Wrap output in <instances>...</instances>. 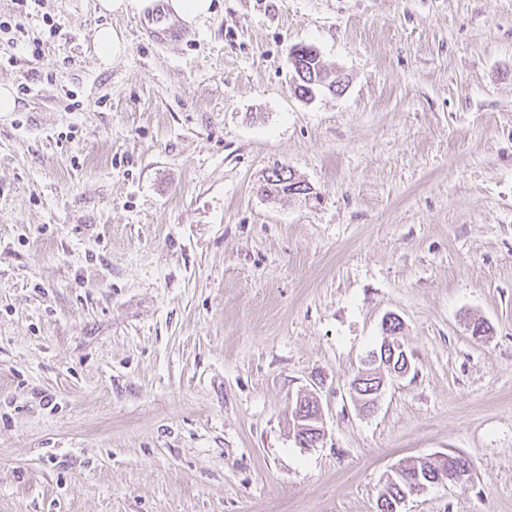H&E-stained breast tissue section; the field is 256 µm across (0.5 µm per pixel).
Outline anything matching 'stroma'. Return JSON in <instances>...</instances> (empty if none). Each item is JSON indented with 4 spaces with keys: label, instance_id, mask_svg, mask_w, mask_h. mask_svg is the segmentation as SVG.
I'll return each instance as SVG.
<instances>
[{
    "label": "stroma",
    "instance_id": "obj_1",
    "mask_svg": "<svg viewBox=\"0 0 512 512\" xmlns=\"http://www.w3.org/2000/svg\"><path fill=\"white\" fill-rule=\"evenodd\" d=\"M96 2L0 0V512H378L448 453L403 512H512V0H217L176 46ZM301 45L343 92L295 94ZM94 44L99 63L110 66L113 61L126 54L128 42L121 31L111 26H101L94 35ZM398 351H404V348L398 339V336L394 337L392 342L385 341L382 344V356L378 352H374L369 358L368 363L366 364V369L362 370L360 375L350 383V393H352V397L354 402L360 406V402L363 403L361 409L363 411L370 410L377 402L378 395L382 392L383 388L387 386V379L384 376L382 369L385 367L388 369L391 376H403L409 370V362L407 361L404 369L399 370L401 365L400 362L394 367L395 357ZM379 364L378 368L375 367ZM366 379H374L368 385H373L372 388L365 393L367 395H371V398H366L364 401L358 396V392H362L361 385L364 384V380ZM316 405V413L308 418H296L294 427V437L296 442L303 448L314 446L325 436V430L322 424V408L317 397H307ZM446 460H436L434 463H422L421 461H417V462H413V463H410V464H407L404 466V468L408 469L409 471H415L416 468L418 467L420 472H423L425 471V466L428 468V472L431 473L433 475V478L436 476V471L439 470L441 468V466L445 467V464H446ZM416 478H411L410 476H408V473L407 472H403L402 468L399 467L397 469L394 470V475L400 479V480H407L409 481L410 483V487H411V490L409 493H405V494H402V498H397L396 499V503H393L391 508L390 509V505H391V502L388 500V499H385L382 504H380V499L382 498V494L379 496V499H378V509H379V512H394V511H401L399 510V508L401 507V505L406 501V499L408 498L409 495H414L416 494L417 492H420L421 490L425 489L427 487V484L425 482H423L419 475H418V470H416ZM394 475H390L388 477V482L389 484H396V480L394 478ZM394 509V510H393Z\"/></svg>",
    "mask_w": 512,
    "mask_h": 512
}]
</instances>
